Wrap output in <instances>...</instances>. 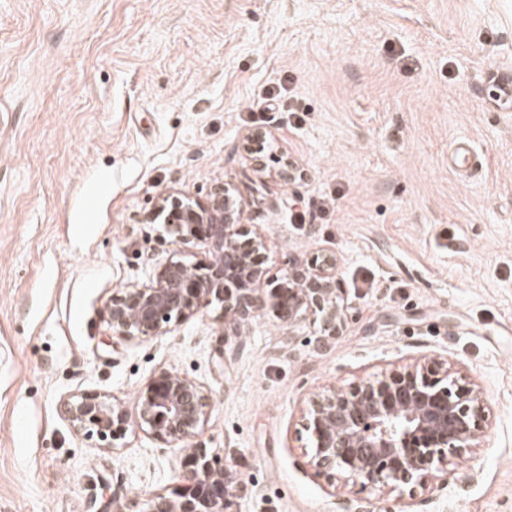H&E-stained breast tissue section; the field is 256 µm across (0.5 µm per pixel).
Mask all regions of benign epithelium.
I'll use <instances>...</instances> for the list:
<instances>
[{"label": "benign epithelium", "mask_w": 512, "mask_h": 512, "mask_svg": "<svg viewBox=\"0 0 512 512\" xmlns=\"http://www.w3.org/2000/svg\"><path fill=\"white\" fill-rule=\"evenodd\" d=\"M242 148L258 172H265L266 159L272 158L278 167L269 174L285 182L293 178L295 162L277 150L268 129L248 130ZM246 208L229 182L214 186L205 203L179 192L161 196L144 219L161 225L186 249L206 246L209 257L192 262L173 256L153 266L149 282L113 291L104 305L112 331L127 340H149L215 308L224 320V342H234L236 350L250 324L265 316L288 329V347L301 325L314 329L316 349L335 347L352 320L340 259L333 253L290 259L278 278H268L265 236L248 227ZM485 402L482 388L464 381L442 359L420 357L348 388L332 386L301 408L311 442L309 469L340 495L355 485L412 488L426 474L446 488L448 466L462 461L485 436ZM63 407L74 432L107 448L119 447L130 430L179 446L180 483L152 495L145 512H239L248 484L234 461L221 462L200 440L212 399L194 380L161 370L131 406L83 391Z\"/></svg>", "instance_id": "benign-epithelium-1"}]
</instances>
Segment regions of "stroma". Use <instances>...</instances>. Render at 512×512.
Returning a JSON list of instances; mask_svg holds the SVG:
<instances>
[{
	"label": "stroma",
	"instance_id": "stroma-1",
	"mask_svg": "<svg viewBox=\"0 0 512 512\" xmlns=\"http://www.w3.org/2000/svg\"><path fill=\"white\" fill-rule=\"evenodd\" d=\"M494 70L512 75V0H0V512H145L176 487V449L138 431L101 447L62 407L132 403L163 369L210 394L202 439L243 463L240 512H341L307 465L302 404L420 356L482 387L484 440L447 488L351 499L512 512V106L490 99ZM270 91L284 111L257 110ZM257 126L295 179L258 176L241 148ZM222 182L250 201L270 275L340 258L355 318L329 352L302 331L283 353L260 317L224 354L215 312L113 334L112 292L180 250L144 214Z\"/></svg>",
	"mask_w": 512,
	"mask_h": 512
}]
</instances>
